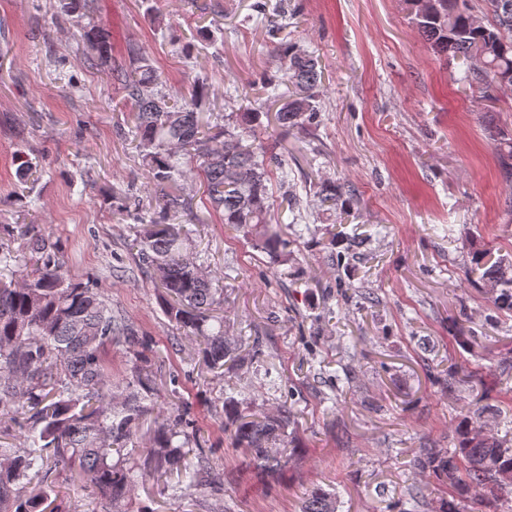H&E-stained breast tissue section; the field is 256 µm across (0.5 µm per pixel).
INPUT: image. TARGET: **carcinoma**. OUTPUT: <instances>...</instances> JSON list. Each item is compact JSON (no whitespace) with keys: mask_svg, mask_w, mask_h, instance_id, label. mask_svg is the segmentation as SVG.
Segmentation results:
<instances>
[{"mask_svg":"<svg viewBox=\"0 0 512 512\" xmlns=\"http://www.w3.org/2000/svg\"><path fill=\"white\" fill-rule=\"evenodd\" d=\"M419 35L436 53L448 59L483 56V67L469 68L465 80L487 96L503 80L512 87V0H484L480 25L470 0H406ZM88 49L100 64L112 60L110 36L100 26L85 32ZM283 62V79L291 87L283 95H267L257 108L242 107L224 115L217 129L201 115L198 100L179 103L158 88L155 71L141 65L108 73L134 103L131 134L150 182L161 186L158 216L132 243L140 265L153 272L165 290L164 314L177 327L196 337L198 351L212 370L232 368L239 352L227 340L224 318L211 312L221 305L222 289L187 251L180 224L168 215L190 208L192 197L178 184L183 176L178 156H187L202 176V193L224 223L248 226L262 248L284 259L280 231L271 223L272 169L283 168L276 154L248 142L261 118L277 127L303 129L314 123L323 73L317 59L291 43L273 49ZM496 142L503 178L512 179V138L500 129L490 131ZM316 195L322 211L341 206L349 213L357 203L356 190L323 181ZM29 265L16 269L9 248L0 246V423L28 429L20 448L0 445V512H72L60 491L47 484L49 464H61L72 484L94 489L111 512L134 495L140 478L178 472L175 489L181 494L208 486L221 489V475L209 466L211 449L197 446V462L186 460L184 448L197 430L179 411H170L153 431L140 472L125 467L121 454L148 413L144 401L151 390L153 368L147 346L134 352L132 378L126 395L112 397V379L105 355L122 338L139 344L138 333L112 312L111 302L96 288L73 281L64 270L56 246L29 237ZM472 256L470 275H478L492 294L496 309L512 313V265ZM226 425L236 448L256 468L275 473L286 448L296 447L295 415L283 408L275 415L253 409L252 403L224 402ZM481 411L469 410L455 427L456 446L446 454L429 448L419 469L448 485V497L437 512H462L473 488L481 502L494 505L512 493V446L482 430ZM300 512H336L332 495L317 487L303 499Z\"/></svg>","mask_w":512,"mask_h":512,"instance_id":"1","label":"carcinoma"}]
</instances>
